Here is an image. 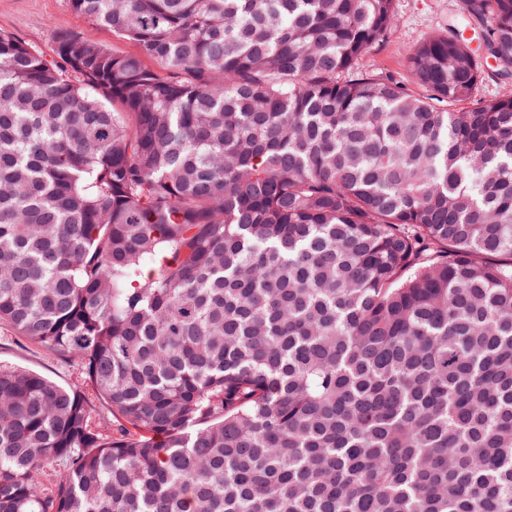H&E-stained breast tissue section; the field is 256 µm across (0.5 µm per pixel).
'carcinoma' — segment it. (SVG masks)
<instances>
[{
	"instance_id": "cac0c4a2",
	"label": "carcinoma",
	"mask_w": 512,
	"mask_h": 512,
	"mask_svg": "<svg viewBox=\"0 0 512 512\" xmlns=\"http://www.w3.org/2000/svg\"><path fill=\"white\" fill-rule=\"evenodd\" d=\"M0 32V512H512V0H70ZM0 30L23 38L47 58L53 55L63 34L89 35L109 49L123 53L136 51L133 43L108 29H97L75 12L69 0H0ZM396 26L381 41L372 45L359 62L362 71L384 72L424 93L410 82L408 56L412 48L432 33L455 24L467 38L474 31L467 25L461 0H394ZM0 363L15 364L47 374L61 384L76 387L80 385L76 375L61 368L55 360L40 348L17 336L0 331Z\"/></svg>"
}]
</instances>
